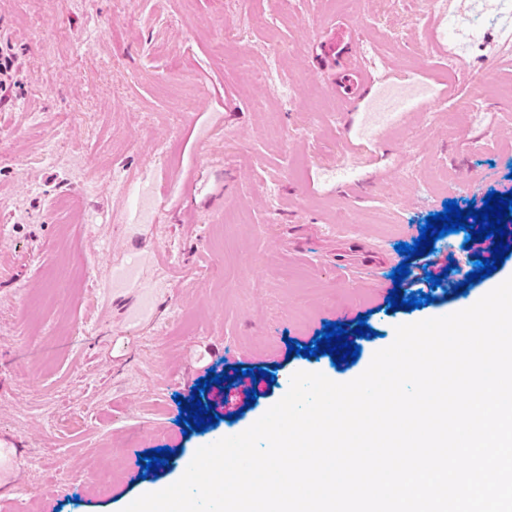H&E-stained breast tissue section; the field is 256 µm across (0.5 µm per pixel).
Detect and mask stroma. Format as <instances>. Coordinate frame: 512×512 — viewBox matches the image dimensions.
<instances>
[{
    "mask_svg": "<svg viewBox=\"0 0 512 512\" xmlns=\"http://www.w3.org/2000/svg\"><path fill=\"white\" fill-rule=\"evenodd\" d=\"M372 69L347 103L314 73L328 23ZM15 57L0 106V512H123L197 448L240 434L294 373L346 383L395 329L512 277L392 310L427 216L512 190V25L498 0H0ZM480 111H470L472 101ZM437 239L465 280L490 241ZM366 316L356 362L305 358ZM262 368L206 432L178 399ZM168 447L142 473L140 453ZM112 481L86 479L102 461Z\"/></svg>",
    "mask_w": 512,
    "mask_h": 512,
    "instance_id": "35a3bbf8",
    "label": "stroma"
}]
</instances>
